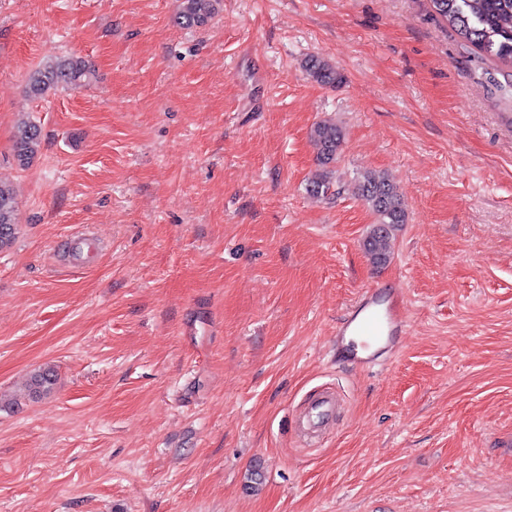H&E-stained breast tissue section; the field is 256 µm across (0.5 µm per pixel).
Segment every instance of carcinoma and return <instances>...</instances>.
<instances>
[{"label":"carcinoma","instance_id":"cac0c4a2","mask_svg":"<svg viewBox=\"0 0 512 512\" xmlns=\"http://www.w3.org/2000/svg\"><path fill=\"white\" fill-rule=\"evenodd\" d=\"M218 0H183L176 23L182 27L204 25L215 13ZM434 12L445 20L467 44L500 65L512 68V0H430ZM303 68L322 84L342 82V76L328 60L311 55ZM87 65L78 57H58L41 63L29 76L27 92L41 98L52 89H75L83 85ZM316 149V161L325 173L309 185L313 194H325L330 188L331 167L340 156L344 132L336 123L324 120L311 131ZM41 143V131L23 120L15 132V156L20 165L31 162ZM358 195L375 217L374 224L363 240V249L372 264H386L392 253L396 231L407 217L396 185L384 173L364 172L358 181ZM15 198L12 191L0 183V250L10 246L15 238ZM56 382L54 372L44 368L33 373L28 383L29 394L47 396Z\"/></svg>","mask_w":512,"mask_h":512}]
</instances>
